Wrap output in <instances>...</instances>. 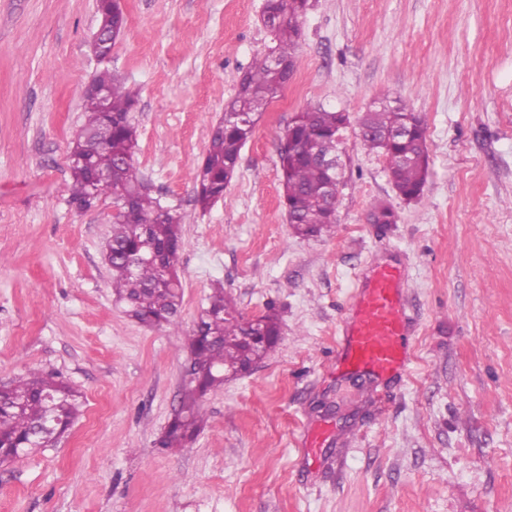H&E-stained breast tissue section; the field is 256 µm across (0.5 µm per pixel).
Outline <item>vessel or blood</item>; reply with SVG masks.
<instances>
[{
  "label": "vessel or blood",
  "mask_w": 512,
  "mask_h": 512,
  "mask_svg": "<svg viewBox=\"0 0 512 512\" xmlns=\"http://www.w3.org/2000/svg\"><path fill=\"white\" fill-rule=\"evenodd\" d=\"M403 284L404 270L397 263L375 265L360 274L336 354L338 373L378 381L406 373L413 326Z\"/></svg>",
  "instance_id": "vessel-or-blood-1"
}]
</instances>
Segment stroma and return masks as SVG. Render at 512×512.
<instances>
[{"instance_id":"stroma-1","label":"stroma","mask_w":512,"mask_h":512,"mask_svg":"<svg viewBox=\"0 0 512 512\" xmlns=\"http://www.w3.org/2000/svg\"><path fill=\"white\" fill-rule=\"evenodd\" d=\"M263 3L121 0L111 67L138 98L134 161L183 221L176 329L115 304L111 200L69 202L95 0H0V386L42 370L84 401L59 442L0 465V512H512V0H309L302 86L271 100L203 211L212 128L272 44ZM383 94L426 127L422 199L396 195L352 125L336 226L297 236L278 179L288 123ZM381 202L395 223H370ZM386 262L405 270L416 333L408 375L376 387L338 375L336 347L359 269ZM215 288L248 318L275 307L279 342L204 397L192 447L159 449Z\"/></svg>"}]
</instances>
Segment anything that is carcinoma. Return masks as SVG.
Wrapping results in <instances>:
<instances>
[{
    "label": "carcinoma",
    "instance_id": "cac0c4a2",
    "mask_svg": "<svg viewBox=\"0 0 512 512\" xmlns=\"http://www.w3.org/2000/svg\"><path fill=\"white\" fill-rule=\"evenodd\" d=\"M308 7V0H266L262 21L276 45L272 53L254 58L212 131L195 178V202L201 208L224 195L260 113L288 83L272 56L296 66L300 19ZM96 13L98 29L118 38L126 21L113 14L112 0H96ZM92 83L101 94H84V121L69 154L70 203L84 211L106 196L116 206L133 200L132 212L112 215L104 245L112 294L137 321L177 328L182 219L152 196L134 165L137 129L130 117L134 97L107 69L97 73ZM349 123L345 112L306 107L295 113L285 130L286 143L279 148L280 198L288 224L298 236L319 237L336 224V207L328 197L338 189L341 177H332L313 154L336 156L341 132ZM358 135L367 150L385 157L394 191L409 201L419 199L429 172L426 127L420 116L402 100L382 95L359 117ZM251 336L261 340L251 341ZM279 336L274 308L245 318L225 298L224 289H213L187 339L190 378L157 447L184 448L194 442L205 421L200 398L251 371L277 346ZM80 408L78 392L45 372L32 371L12 386L0 387V458L16 460L50 446L69 430Z\"/></svg>",
    "mask_w": 512,
    "mask_h": 512
}]
</instances>
